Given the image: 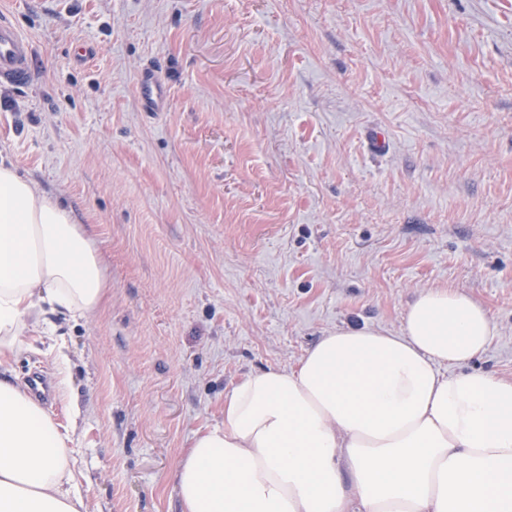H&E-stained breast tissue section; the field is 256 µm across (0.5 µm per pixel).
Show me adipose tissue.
Returning a JSON list of instances; mask_svg holds the SVG:
<instances>
[{
	"label": "adipose tissue",
	"instance_id": "ef3b65f1",
	"mask_svg": "<svg viewBox=\"0 0 512 512\" xmlns=\"http://www.w3.org/2000/svg\"><path fill=\"white\" fill-rule=\"evenodd\" d=\"M108 287L94 225L0 165V512H93L76 398L61 391V424L14 363L42 343L66 373L65 330ZM494 332L477 301L427 288L399 332L341 327L296 368L247 376L177 464L181 512H512V381L462 369Z\"/></svg>",
	"mask_w": 512,
	"mask_h": 512
}]
</instances>
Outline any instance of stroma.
<instances>
[{
  "mask_svg": "<svg viewBox=\"0 0 512 512\" xmlns=\"http://www.w3.org/2000/svg\"><path fill=\"white\" fill-rule=\"evenodd\" d=\"M0 4L34 67L0 83V162L106 259L104 314L67 338L94 512H179L238 382L348 323L398 332L425 288L485 306L471 367L512 380V0ZM138 90L146 110L158 112L163 100V90L158 80L153 75L144 73L138 79Z\"/></svg>",
  "mask_w": 512,
  "mask_h": 512,
  "instance_id": "35a3bbf8",
  "label": "stroma"
}]
</instances>
